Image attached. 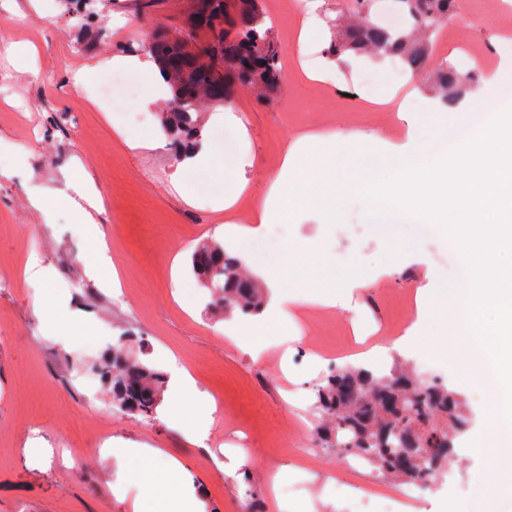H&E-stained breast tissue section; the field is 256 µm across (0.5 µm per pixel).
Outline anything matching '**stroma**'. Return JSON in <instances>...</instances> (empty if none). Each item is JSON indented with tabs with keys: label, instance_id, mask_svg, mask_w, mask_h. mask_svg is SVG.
I'll return each instance as SVG.
<instances>
[{
	"label": "stroma",
	"instance_id": "obj_1",
	"mask_svg": "<svg viewBox=\"0 0 512 512\" xmlns=\"http://www.w3.org/2000/svg\"><path fill=\"white\" fill-rule=\"evenodd\" d=\"M94 16L77 21L71 0H11L0 6V512H154L155 502L131 479L137 448H154L157 467L169 458L184 466L186 493L199 512H267L270 473L288 468L277 488L287 512H337L347 492L343 455L327 447L316 431L319 413L313 390L328 367L349 365L364 346L389 339V326L405 321V297L428 287L441 297L463 279L462 258L436 231L416 235L408 224L383 223L358 188L345 196L336 224L301 217L270 225L266 249L253 250L252 237L238 238L232 253L246 258V273L264 284L266 272L287 266L283 246L317 240L303 252L290 281L297 291H321L349 272L367 283L349 308H335L310 321L293 341L287 366L277 357L285 346L270 339L264 360L231 338L240 314L224 315L196 287L190 258L211 241L217 224L216 188L232 165L250 191L239 208L248 216L278 166L284 139L300 131H348L352 115L367 111L364 98L400 84L390 59L365 58L326 71L332 19L339 0H321L319 34L309 43L310 68L326 71L324 81L308 80L296 59L301 14H276V0H259L269 15L280 49L281 86L287 94L270 106L245 89H234L228 104H215L198 117L206 133L210 166L183 171L161 128L165 100H157L141 123L130 98L117 111L101 98L94 81L66 84L68 72L115 55L136 54L145 37L182 28L190 0H155L139 10L136 0H90ZM512 13V0H464L461 14L434 39V59L477 65L476 50L496 47L498 21ZM232 109L247 132L228 150L215 136ZM124 137H117V130ZM23 153V166L14 156ZM348 166L366 159H392L381 144L368 154L351 145H324L305 155L315 167L328 157ZM84 168L107 209L102 226L121 280L120 290L101 287L85 266L90 245L73 210L57 204L53 223H42L30 196L63 188L65 173ZM10 176H2V169ZM188 293L174 298L173 283ZM66 307L75 330L50 333L51 306ZM452 338L444 306H436L421 336V353L381 358L384 373L411 369L423 379L455 391L469 417L454 441L455 456L433 478L422 498L403 512H485L487 490L512 482V464L496 458L497 440L475 453L485 430L491 392L465 381L462 365L439 359L436 348ZM164 372L175 362L194 376L199 389L220 408L208 423L204 445L189 442L182 425L167 420L161 407L150 416L130 415L112 404L102 384L84 377L116 341ZM306 439L317 456L312 464L295 458L291 446ZM124 449L104 456L99 440Z\"/></svg>",
	"mask_w": 512,
	"mask_h": 512
}]
</instances>
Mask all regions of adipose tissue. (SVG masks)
<instances>
[{
	"mask_svg": "<svg viewBox=\"0 0 512 512\" xmlns=\"http://www.w3.org/2000/svg\"><path fill=\"white\" fill-rule=\"evenodd\" d=\"M393 106L396 117L407 128V140L390 144L389 150L399 165L388 171L373 167L360 173V184L372 205L394 202L398 211L425 224L440 225L461 251L470 274L465 283L448 292V314L457 336L458 350H474L480 360L476 369H468L467 378L478 379L487 369L501 379L500 390L488 405L487 436L512 439V102H504L494 112H486L482 123L474 126L456 150L429 149L432 132L426 131L419 109L433 106L412 82L394 88L380 100ZM356 142L368 147L370 135L356 131L346 134L311 132L293 135L283 150L278 169L267 179L265 194L256 202L250 226L237 224L233 213L238 199L246 192L247 182L232 178L224 183L216 206L225 221L217 231L219 240L232 243L236 237L256 234L271 224H285L295 216L315 215L335 222L348 182L337 179L334 159L316 168H302L300 153L311 152L324 143ZM67 185L75 192L68 203L76 214L92 247L85 258L87 270L103 284H110L118 273L112 264L101 224L103 200L85 171L71 173ZM281 271L266 277L267 303L251 321L238 325L235 338L254 360H261L270 334L285 337L297 332L299 312L311 307L333 309L341 296H353L365 283L347 275L340 281V292L324 291L294 294L284 290ZM434 309L425 289L416 292V308L400 336L376 345L356 356L355 361L371 366L387 352L405 356L418 354V339L425 331ZM174 404L173 418L185 422L188 440L198 444L205 430L189 424L188 416H212L216 408L207 403L196 388L193 376L178 368L169 382ZM140 469L134 476L144 496L167 494L166 512H190L191 504L182 495L183 466L169 459L165 468L153 463L154 449H140Z\"/></svg>",
	"mask_w": 512,
	"mask_h": 512,
	"instance_id": "obj_1",
	"label": "adipose tissue"
}]
</instances>
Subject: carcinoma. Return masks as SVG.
Returning a JSON list of instances; mask_svg holds the SVG:
<instances>
[{"label": "carcinoma", "mask_w": 512, "mask_h": 512, "mask_svg": "<svg viewBox=\"0 0 512 512\" xmlns=\"http://www.w3.org/2000/svg\"><path fill=\"white\" fill-rule=\"evenodd\" d=\"M188 27L175 36L159 33L149 42L151 56L168 85L170 109L161 120L164 130L182 135L179 149L198 146L197 109L240 86L257 91L268 105L280 75L279 53L258 0H192ZM371 0H353L336 16V36L329 55H385L399 59L405 69L428 81L445 106L459 102L478 82L476 67L432 62L431 35L458 16L462 0H398L404 15L393 28L371 13ZM206 45L214 67L198 71L192 46ZM240 261L214 244L192 257L201 287L226 311L259 312L263 297L255 283L239 273ZM101 379L109 386L113 404L142 416L160 403L165 374L116 348L99 361ZM315 406L324 424L323 440L331 448L361 454L384 476L405 480L428 476L448 465L453 448L448 421L464 420L453 393L443 385L402 373L378 376L364 367L332 368L316 386Z\"/></svg>", "instance_id": "1"}]
</instances>
